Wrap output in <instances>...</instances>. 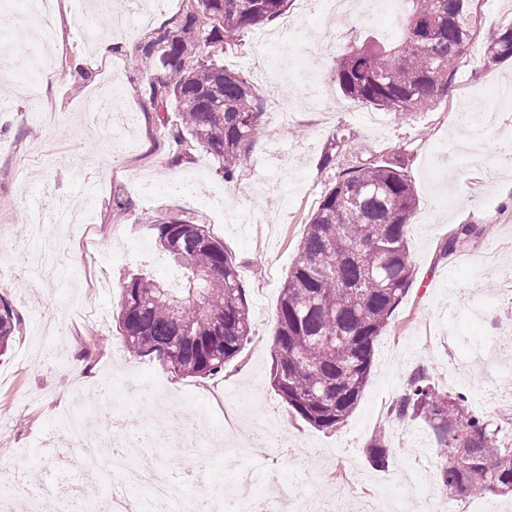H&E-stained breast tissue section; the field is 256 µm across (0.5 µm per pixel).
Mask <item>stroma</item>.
Masks as SVG:
<instances>
[{
	"mask_svg": "<svg viewBox=\"0 0 512 512\" xmlns=\"http://www.w3.org/2000/svg\"><path fill=\"white\" fill-rule=\"evenodd\" d=\"M390 17L328 12L323 0H288L282 15L238 34L217 49L214 59L245 77L260 99L263 135L232 181L218 162L192 140L177 143L167 134L178 122L174 108L150 98L146 80L132 66L140 46L159 29L172 26L186 10L184 0H112L114 12L143 15L134 36L120 38V51L99 59L85 42L84 14L74 0H55L57 36L44 60L56 82L33 97L23 79L28 50L0 76V97L11 108L0 112V266L13 276L1 282L20 318L8 350L0 355V487L18 476L37 480L49 466L40 450L55 448L65 477L77 492L60 503L62 512H94L112 489V464L99 459L85 480L79 447L59 431L60 414L74 406L111 416L122 409L135 427L147 425L152 408L138 402L147 389L165 396L169 425L205 416L212 430L203 460H185L176 444L142 448L131 457L138 467L160 469L187 493L206 496L242 480L252 482L257 507L281 500L284 485L300 481L307 498L336 486H363L390 498H414L438 488L436 470H421L415 458H436L435 444L420 420L391 421L389 410L403 393L409 373L425 368L440 386L466 392L471 410L500 423L488 399L506 379L493 363L474 362L470 347L480 337L501 334L512 345L504 321L512 300L499 266L487 258L502 249L512 262V159L499 150L497 132L475 143L469 158L454 149L467 123L485 108L512 116V101L491 96L493 81H512V60L495 62L484 51L485 35L512 22V0H475L477 30L467 61L445 93L411 116L377 109L339 90L336 63L361 35L392 41L406 0H389ZM302 27L285 34L286 21ZM288 47V75L271 83L253 65L259 41ZM134 115V148L88 122L99 100ZM397 163L415 189L417 207L407 228L415 269L406 296L373 346L369 380L347 420L333 429L311 426L297 416L269 382L273 336L283 282L306 226L324 195L345 170L370 163ZM160 185L153 197L140 187ZM130 203L113 207L115 193ZM90 204L93 249L67 240L54 257L58 278L32 280L26 257L42 238L60 227L46 225L42 238L27 233L33 211L57 204ZM187 217L205 225L235 258L250 309L251 337L243 352L218 377L178 376L158 357H133L123 346L116 313L125 277L140 268L139 252L152 253L156 276L169 271L154 244L148 219ZM461 224L482 235L444 254L442 243ZM125 377L129 388L102 394L106 382ZM279 427L276 441L256 430L251 416ZM512 441V425H501ZM385 434L387 465L372 467L366 450Z\"/></svg>",
	"mask_w": 512,
	"mask_h": 512,
	"instance_id": "obj_1",
	"label": "stroma"
}]
</instances>
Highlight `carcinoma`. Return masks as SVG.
I'll return each instance as SVG.
<instances>
[{"mask_svg": "<svg viewBox=\"0 0 512 512\" xmlns=\"http://www.w3.org/2000/svg\"><path fill=\"white\" fill-rule=\"evenodd\" d=\"M286 0H188L174 28L144 44L134 65L143 69L150 98L181 113L170 130L191 137L234 179L262 133L249 82L206 61L210 50L245 28L280 14ZM401 41L369 39L336 64L347 96L408 115L448 89L466 62L473 37L474 0H410ZM495 60L512 59V23L486 46ZM416 208L411 184L394 163L341 175L312 215L283 283L274 333L271 384L302 420L324 429L343 423L368 382L374 340L405 296L413 276L406 226ZM157 249L178 268L179 287L143 272L124 282L117 321L128 352L154 354L176 374L209 377L242 352L251 335L249 306L238 266L203 224L153 220ZM481 235L462 224L443 253ZM17 332L13 309L0 303V353ZM390 417L422 420L439 446V483L460 495L512 491V446L470 410L467 396L443 391L422 369L412 372Z\"/></svg>", "mask_w": 512, "mask_h": 512, "instance_id": "obj_1", "label": "carcinoma"}]
</instances>
